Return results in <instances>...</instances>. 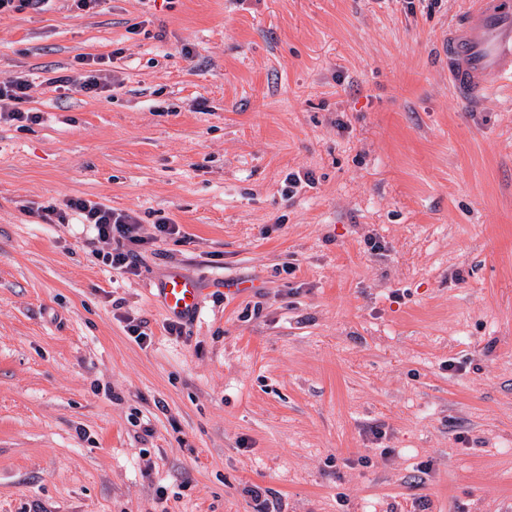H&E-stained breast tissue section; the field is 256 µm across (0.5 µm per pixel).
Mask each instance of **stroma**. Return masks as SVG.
I'll return each mask as SVG.
<instances>
[{"mask_svg": "<svg viewBox=\"0 0 512 512\" xmlns=\"http://www.w3.org/2000/svg\"><path fill=\"white\" fill-rule=\"evenodd\" d=\"M467 2L0 16V512H512V89L450 86ZM92 59L116 90L54 85ZM71 198L137 216V274ZM31 86L29 80L22 76L9 77L0 81V119L2 114L20 122L34 118L33 115H29V110L21 107L29 97L28 90ZM202 290L180 272H170L157 288V300L173 317L188 318L199 308Z\"/></svg>", "mask_w": 512, "mask_h": 512, "instance_id": "35a3bbf8", "label": "stroma"}]
</instances>
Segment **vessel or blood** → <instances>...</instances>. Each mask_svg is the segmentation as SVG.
Here are the masks:
<instances>
[{
    "mask_svg": "<svg viewBox=\"0 0 512 512\" xmlns=\"http://www.w3.org/2000/svg\"><path fill=\"white\" fill-rule=\"evenodd\" d=\"M442 48L451 84L472 103L512 82V0H470ZM201 293L194 280L174 271L162 281L157 300L170 316L186 318L198 310Z\"/></svg>",
    "mask_w": 512,
    "mask_h": 512,
    "instance_id": "obj_1",
    "label": "vessel or blood"
}]
</instances>
